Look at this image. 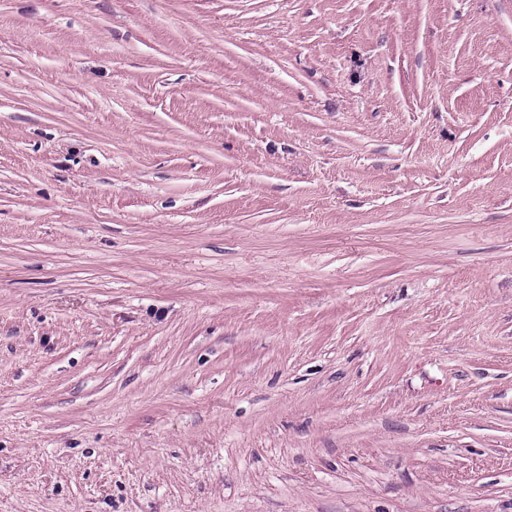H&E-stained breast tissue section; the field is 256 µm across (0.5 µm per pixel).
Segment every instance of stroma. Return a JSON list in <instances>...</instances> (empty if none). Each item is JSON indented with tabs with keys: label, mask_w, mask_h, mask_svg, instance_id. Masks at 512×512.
I'll use <instances>...</instances> for the list:
<instances>
[{
	"label": "stroma",
	"mask_w": 512,
	"mask_h": 512,
	"mask_svg": "<svg viewBox=\"0 0 512 512\" xmlns=\"http://www.w3.org/2000/svg\"><path fill=\"white\" fill-rule=\"evenodd\" d=\"M0 512H512V0H0Z\"/></svg>",
	"instance_id": "obj_1"
}]
</instances>
